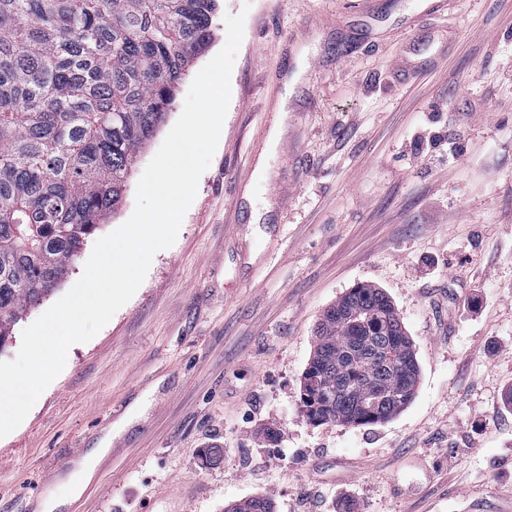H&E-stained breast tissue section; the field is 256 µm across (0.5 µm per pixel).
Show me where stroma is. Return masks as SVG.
<instances>
[{"mask_svg": "<svg viewBox=\"0 0 512 512\" xmlns=\"http://www.w3.org/2000/svg\"><path fill=\"white\" fill-rule=\"evenodd\" d=\"M425 7L219 0L100 234L241 13L217 151L174 245L0 438V512H512V0ZM361 284L412 340L414 397L310 423L315 325ZM80 450L112 466L73 496Z\"/></svg>", "mask_w": 512, "mask_h": 512, "instance_id": "1", "label": "stroma"}]
</instances>
